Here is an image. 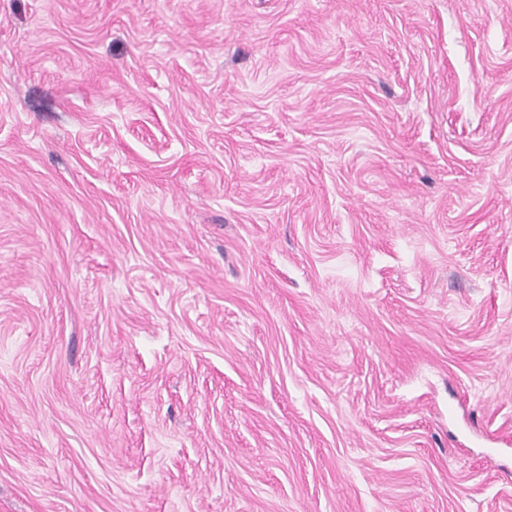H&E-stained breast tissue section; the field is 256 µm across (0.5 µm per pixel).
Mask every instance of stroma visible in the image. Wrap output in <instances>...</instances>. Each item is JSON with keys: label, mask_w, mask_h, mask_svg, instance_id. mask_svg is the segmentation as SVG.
<instances>
[{"label": "stroma", "mask_w": 512, "mask_h": 512, "mask_svg": "<svg viewBox=\"0 0 512 512\" xmlns=\"http://www.w3.org/2000/svg\"><path fill=\"white\" fill-rule=\"evenodd\" d=\"M0 512H512V0H0Z\"/></svg>", "instance_id": "obj_1"}]
</instances>
